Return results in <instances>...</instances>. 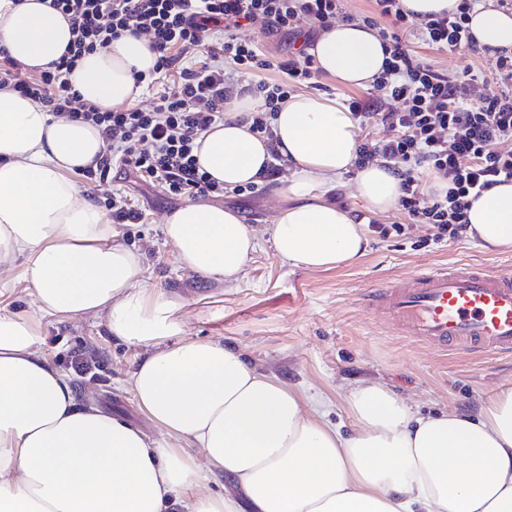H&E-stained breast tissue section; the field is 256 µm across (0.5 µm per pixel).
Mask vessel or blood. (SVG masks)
<instances>
[{"label":"vessel or blood","mask_w":512,"mask_h":512,"mask_svg":"<svg viewBox=\"0 0 512 512\" xmlns=\"http://www.w3.org/2000/svg\"><path fill=\"white\" fill-rule=\"evenodd\" d=\"M363 299L420 341L512 356L511 270L439 268L369 289Z\"/></svg>","instance_id":"1"}]
</instances>
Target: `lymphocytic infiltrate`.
I'll use <instances>...</instances> for the list:
<instances>
[{
  "mask_svg": "<svg viewBox=\"0 0 512 512\" xmlns=\"http://www.w3.org/2000/svg\"><path fill=\"white\" fill-rule=\"evenodd\" d=\"M373 14L363 24L377 30L389 47V58L375 87L398 101V108L381 102L351 99L356 118L374 120L381 137L359 144L356 166L376 159L391 163L401 180V211L414 223L434 224L443 238H462L468 228L472 199L501 183L512 182V152L496 148L512 137V54L506 49L479 47L467 21L480 0H460L454 15L431 16L422 37L428 46L455 53L478 52L491 61L492 87L479 101H471L472 72L451 74L417 58L404 34L413 16L403 0H374ZM67 16L73 42L69 51L49 68L29 71L0 50V85L40 102L59 118L97 126L106 149L96 169L107 173L113 159L142 181L158 182L172 195L196 197L223 194L224 188L200 172L194 155L197 139L224 119L230 88L225 66L248 73L274 70L287 75L284 83L255 84L264 107L254 112V133L273 139L271 121L294 85L316 84L319 70L305 49L266 56L255 43L237 32L255 19H264L270 36L295 39L304 25L326 28L341 11L340 0H51ZM222 30L219 49L206 51L200 66L181 72L170 92L148 109H103L79 99L68 75L84 54L106 47L125 33L146 37L158 58L154 74L169 70L178 58L201 48L207 32ZM441 183L431 206L420 204L424 178Z\"/></svg>",
  "mask_w": 512,
  "mask_h": 512,
  "instance_id": "f902f5d3",
  "label": "lymphocytic infiltrate"
}]
</instances>
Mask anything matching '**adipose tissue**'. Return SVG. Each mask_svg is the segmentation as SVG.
Listing matches in <instances>:
<instances>
[{
	"mask_svg": "<svg viewBox=\"0 0 512 512\" xmlns=\"http://www.w3.org/2000/svg\"><path fill=\"white\" fill-rule=\"evenodd\" d=\"M479 45L512 51V13L477 7ZM70 24L43 0H0V48L28 68L58 61ZM309 53L322 73L366 88L386 53L375 29L341 21ZM157 61L130 34L85 55L69 75L81 99L103 108L135 102L134 75ZM259 106L234 90L223 122L199 138L200 169L227 188L262 183L273 155L295 169L270 228L276 256L309 270L362 258L366 227L325 201L320 187L355 171L368 211L400 197L387 162L354 169L356 119L314 93L291 95L273 120L274 139L251 131ZM105 149L97 127L54 117L40 103L0 88V270L22 262L38 307L0 308V512H512V385L478 413L421 416L385 386L364 382L347 402L351 434L237 350L183 336L180 305L146 287L140 254L121 227L83 199L72 179ZM469 233L488 251L512 247V183L473 201ZM165 236L192 272L236 282L257 238L237 212L190 203L167 216ZM104 315L110 335L146 345L131 375L139 408L166 436L78 405L66 374L40 354L45 314ZM189 441L205 460L169 445ZM234 482L239 499L202 491L211 475Z\"/></svg>",
	"mask_w": 512,
	"mask_h": 512,
	"instance_id": "ef3b65f1",
	"label": "adipose tissue"
}]
</instances>
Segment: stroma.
I'll list each match as a JSON object with an SVG mask.
<instances>
[{
    "label": "stroma",
    "mask_w": 512,
    "mask_h": 512,
    "mask_svg": "<svg viewBox=\"0 0 512 512\" xmlns=\"http://www.w3.org/2000/svg\"><path fill=\"white\" fill-rule=\"evenodd\" d=\"M410 48L436 68L451 74L472 71L478 77L473 96L486 90L488 59L468 51L454 54L428 48L419 30L406 34ZM293 165L253 191L225 190L207 203L237 211L258 238V247L237 282L226 285L191 272L165 237L163 224L182 199L158 184L125 177L112 168L104 178L75 173L83 198L107 208L109 197L123 194L144 213L142 224L129 227L124 243L145 259L144 283L181 303L184 334L211 339L239 350L260 370L274 374L294 390L312 397L327 421L351 432L346 396L357 383L384 384L396 396L425 413L454 408L478 411L497 387L512 384V357L443 349L407 336L389 320L364 309L361 295L386 281H405L419 271L448 263L497 266L512 262V248L485 251L471 237L436 240L430 224H410L407 214L392 209L380 215L383 226L408 225L407 234L369 233V246L354 264L329 270L294 267L277 258L269 228L278 209L292 200L282 187ZM43 357L70 378L77 403H90L143 429L162 432L136 404L130 376L144 354L142 346L108 335L100 316L74 318L44 315L38 324ZM97 357L96 377L74 373L72 353Z\"/></svg>",
    "instance_id": "35a3bbf8"
}]
</instances>
